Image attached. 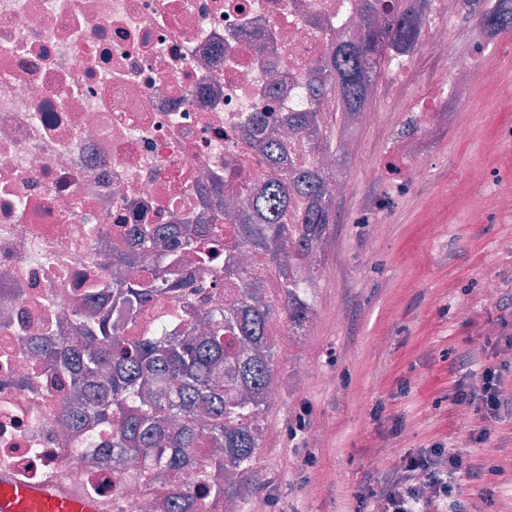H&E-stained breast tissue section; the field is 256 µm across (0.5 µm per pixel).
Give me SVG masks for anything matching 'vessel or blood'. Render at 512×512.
I'll return each instance as SVG.
<instances>
[{"instance_id": "vessel-or-blood-1", "label": "vessel or blood", "mask_w": 512, "mask_h": 512, "mask_svg": "<svg viewBox=\"0 0 512 512\" xmlns=\"http://www.w3.org/2000/svg\"><path fill=\"white\" fill-rule=\"evenodd\" d=\"M0 512H100L95 500L0 477Z\"/></svg>"}]
</instances>
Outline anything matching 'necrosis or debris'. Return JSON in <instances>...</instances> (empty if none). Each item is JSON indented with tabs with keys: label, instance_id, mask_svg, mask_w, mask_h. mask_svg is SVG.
I'll use <instances>...</instances> for the list:
<instances>
[{
	"label": "necrosis or debris",
	"instance_id": "obj_1",
	"mask_svg": "<svg viewBox=\"0 0 512 512\" xmlns=\"http://www.w3.org/2000/svg\"><path fill=\"white\" fill-rule=\"evenodd\" d=\"M474 0H430L424 50L446 62L413 112H438L459 87L478 97L483 49L450 32ZM368 19L355 0H0V475L99 500L103 512H155L177 483L141 461L116 466L110 426L68 433L69 376L47 370L31 341L70 335L75 296L111 279L112 248L136 246L141 273L194 277L181 302L155 294L139 310L141 336H184L198 316L231 302L266 259L225 251L205 190L225 164L260 192L287 168L268 167L246 134L266 113L282 127L308 110L309 86L340 33ZM317 106L349 144L335 95ZM146 224L199 228L201 249L176 262L167 237L135 245Z\"/></svg>",
	"mask_w": 512,
	"mask_h": 512
}]
</instances>
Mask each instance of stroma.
Wrapping results in <instances>:
<instances>
[{
    "label": "stroma",
    "instance_id": "1",
    "mask_svg": "<svg viewBox=\"0 0 512 512\" xmlns=\"http://www.w3.org/2000/svg\"><path fill=\"white\" fill-rule=\"evenodd\" d=\"M453 30L464 49H488L481 100H453L473 107L467 135L438 112L385 117L392 97L383 79L372 111L360 113L351 130L340 170L347 193L316 254L315 323L305 335L272 339L288 351L280 377H295L315 360L328 379L286 390L269 407L270 430L257 452L267 480L256 501L261 512H366L382 467L435 442L466 441L472 418L451 405L460 378L451 359L493 347L502 320L512 317V203L492 185L512 177V112L498 111L496 99L498 82L512 79V36L490 38L465 14ZM415 118L427 176L396 194L388 171L362 169L358 156L387 155ZM305 406L310 426L301 432L296 417ZM377 454L384 457L379 468L370 464ZM503 460L485 453L481 482L457 480L463 496L489 491L486 512H512V479L491 472Z\"/></svg>",
    "mask_w": 512,
    "mask_h": 512
}]
</instances>
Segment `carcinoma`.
Segmentation results:
<instances>
[{
	"instance_id": "obj_1",
	"label": "carcinoma",
	"mask_w": 512,
	"mask_h": 512,
	"mask_svg": "<svg viewBox=\"0 0 512 512\" xmlns=\"http://www.w3.org/2000/svg\"><path fill=\"white\" fill-rule=\"evenodd\" d=\"M429 0H412L408 8L368 28L358 38H343L327 51L321 94L334 93L345 111L343 124L366 108L371 81L381 77L391 54L415 53L422 18ZM476 14L492 33H512V12L500 0H481ZM256 145L268 160L281 163L280 138L266 128V115L254 116ZM321 113L292 112L286 123L306 133L320 123ZM336 173L316 166L291 169L286 181H271L240 206L226 187L216 183L210 205L222 224L232 226L240 244L269 259L281 296L262 299L261 284L245 283L238 303L208 313L205 334L199 336H123L120 326L102 315L108 307L134 319L158 291L178 299L188 294L182 282L169 283L139 274L133 253L119 247L112 259L128 268L112 280V289H94L89 304L74 312L80 341L50 339L39 355L48 370L72 373L74 391L69 410L74 416L93 414L113 423L112 463L130 458L162 469L176 478L195 467L197 449L214 448L208 482L214 472L224 481L209 486L212 502L245 503L261 483L256 471L257 450L264 440V420L270 402L261 393L277 373L279 354L268 338L274 318L298 334L313 312L308 277L299 274L304 262L314 263L318 248L336 223L330 202V181ZM295 198L301 207L288 216ZM166 512H203L196 496L181 486L166 500Z\"/></svg>"
}]
</instances>
